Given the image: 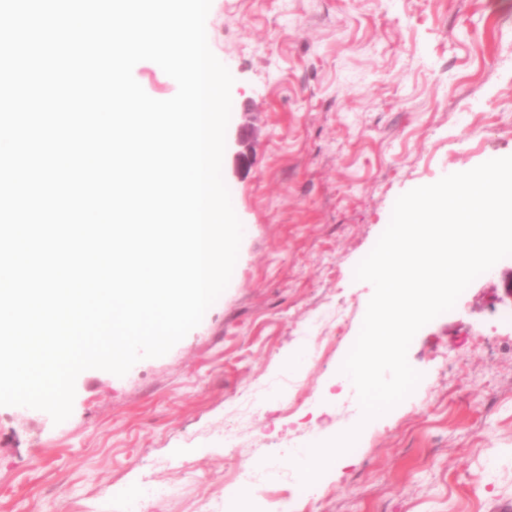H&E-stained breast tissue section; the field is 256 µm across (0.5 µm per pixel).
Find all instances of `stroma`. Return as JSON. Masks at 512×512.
<instances>
[{"mask_svg":"<svg viewBox=\"0 0 512 512\" xmlns=\"http://www.w3.org/2000/svg\"><path fill=\"white\" fill-rule=\"evenodd\" d=\"M206 32L234 78L222 175L247 226L234 276L166 355L82 372L63 423L0 406V512H224L241 486L224 426L245 391L240 453L264 463L245 512L512 505V257L417 332L421 379L366 423L355 464L312 494L286 456L363 421L335 380L373 295L354 269L397 198L512 156V0H212Z\"/></svg>","mask_w":512,"mask_h":512,"instance_id":"obj_1","label":"stroma"}]
</instances>
